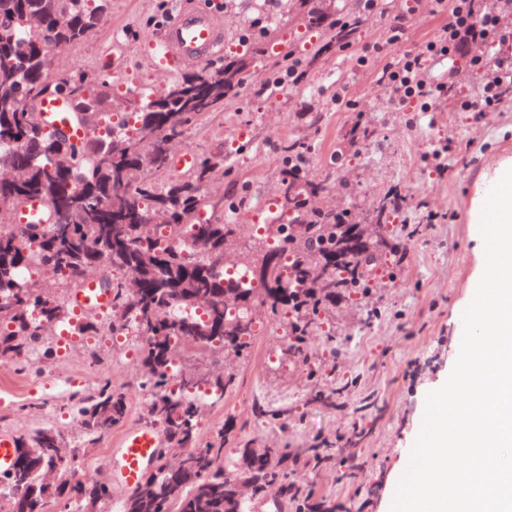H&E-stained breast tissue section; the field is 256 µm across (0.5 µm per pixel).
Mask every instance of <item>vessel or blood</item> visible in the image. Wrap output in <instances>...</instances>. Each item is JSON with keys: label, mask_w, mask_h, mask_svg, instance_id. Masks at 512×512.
<instances>
[{"label": "vessel or blood", "mask_w": 512, "mask_h": 512, "mask_svg": "<svg viewBox=\"0 0 512 512\" xmlns=\"http://www.w3.org/2000/svg\"><path fill=\"white\" fill-rule=\"evenodd\" d=\"M224 0L209 7L178 8L161 37L149 38L139 46L140 56L161 70L195 67L210 59L223 43ZM112 300L108 289L92 279L73 295L77 309L104 308ZM161 446V435L152 426L126 430L118 440L117 488L129 491L142 481L147 466Z\"/></svg>", "instance_id": "b4317fda"}]
</instances>
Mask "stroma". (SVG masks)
I'll list each match as a JSON object with an SVG mask.
<instances>
[{
	"label": "stroma",
	"instance_id": "1",
	"mask_svg": "<svg viewBox=\"0 0 512 512\" xmlns=\"http://www.w3.org/2000/svg\"><path fill=\"white\" fill-rule=\"evenodd\" d=\"M295 0H269L262 9L251 0H232L224 19L222 59L245 54L248 33L266 39L265 60L252 62L249 93L232 97L223 108L205 115L174 148L193 155L227 153L233 166L223 181L206 186L209 216H221L238 202L245 216L276 194L283 165L278 144L289 138L310 146L307 173L325 182L328 190L316 199L317 209H351L361 215L373 198L398 185L407 195L396 224H416L419 234L402 237L405 261L396 279L377 272L368 301L341 302L325 329L316 330L313 360L329 388H342L336 407L310 402L311 385L305 371L279 363L283 340L260 337L256 355H272L261 373L230 358L227 369L241 378L239 389L221 404L206 408L203 433H211L231 419L245 425L255 443L278 442L306 448L324 439L346 437L353 426L365 430L355 449L362 466L351 479L339 469L299 470L297 477L314 483L320 494L336 499L350 512H390L396 483L410 448L422 428L428 393L447 381L458 358L459 320L473 299L479 257L474 229L467 222L472 186L500 160L512 156V97L494 112H422L417 105L400 107L380 86L373 69L359 66L364 48L383 30L379 17L365 20L357 40L345 55L330 44L327 30L311 31L294 20ZM174 14L160 9L159 0H112L105 23L79 44L52 55V71L65 78L79 71L103 73L124 85L118 99H132L146 91L157 95L180 76L176 70L151 68L138 54L139 44L159 37ZM294 51L307 71L300 87L268 88L282 53ZM344 82L358 110L336 102L337 83ZM365 112L378 136L367 149L349 143L347 132L357 112ZM243 139H235L238 129ZM437 140L448 144V169L433 172L424 156ZM380 309L375 321L364 319L365 305ZM334 330L335 349H328L326 330ZM38 373L21 372L0 362V433L19 435L52 426L68 438L82 432L71 409L74 393L65 391L64 408L46 411L53 392ZM361 377V388H346ZM288 405V427L272 430L255 422L252 403Z\"/></svg>",
	"mask_w": 512,
	"mask_h": 512
}]
</instances>
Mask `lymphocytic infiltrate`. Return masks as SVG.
<instances>
[{"mask_svg":"<svg viewBox=\"0 0 512 512\" xmlns=\"http://www.w3.org/2000/svg\"><path fill=\"white\" fill-rule=\"evenodd\" d=\"M447 13L448 20L426 42L423 51L404 49L409 29L423 7ZM364 14L384 20L381 41L359 56L362 66H377L378 80L399 104L420 103L424 111L449 103L464 111L496 110L501 91L512 86V0H362ZM471 47L469 64L481 79L478 101L458 97L447 78H431L433 59L456 61Z\"/></svg>","mask_w":512,"mask_h":512,"instance_id":"lymphocytic-infiltrate-1","label":"lymphocytic infiltrate"}]
</instances>
